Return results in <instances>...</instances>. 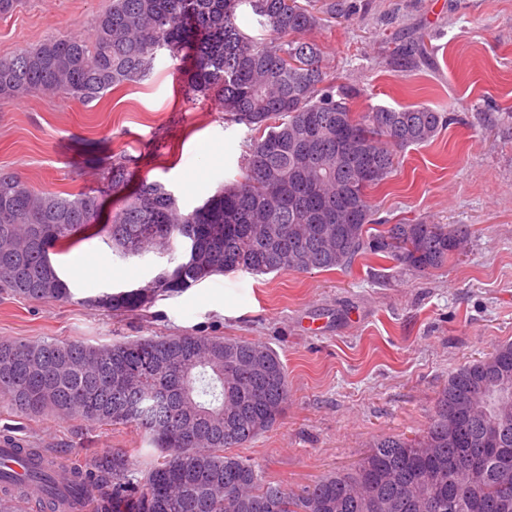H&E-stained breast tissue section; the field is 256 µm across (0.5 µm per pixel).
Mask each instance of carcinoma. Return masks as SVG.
Masks as SVG:
<instances>
[{"label": "carcinoma", "mask_w": 512, "mask_h": 512, "mask_svg": "<svg viewBox=\"0 0 512 512\" xmlns=\"http://www.w3.org/2000/svg\"><path fill=\"white\" fill-rule=\"evenodd\" d=\"M250 6L268 37L237 24ZM323 12L299 0H111L89 38L50 37L0 56V103L29 93L89 103L147 77L157 51L174 59L188 48L196 71L191 94L220 101L227 120L251 137L239 180L207 200L205 215L184 213L157 182H142L109 224L87 194L38 192L0 169V294L53 302L71 296L50 251L104 236L119 255L166 252L172 269L144 287L85 300L112 312L144 310L212 276L310 272L349 267L363 253L418 272L459 252L468 230L442 224H384L366 191L385 183L396 151L430 141L448 117L426 105L377 107L355 114L326 83L322 55L306 34ZM200 39L186 45L187 27ZM355 146L336 157V130ZM375 173L361 176L367 156ZM112 187L128 183L124 157L112 160ZM379 226L370 232L371 225ZM183 243L174 255L173 240ZM497 378L512 384V344L496 347ZM486 359L461 367L438 394L423 434H382L350 471L296 493L229 452L272 430L288 405L286 369L258 342L182 333L92 345L55 339L0 341V405L26 419L52 414L99 426L134 424L159 456L142 468L114 448L67 468L28 448L21 477L0 469V512H423L440 482H452L455 512H512V469L490 459L470 483L455 481L461 448H480L498 403L484 390ZM463 446L448 442V415L461 397Z\"/></svg>", "instance_id": "1"}]
</instances>
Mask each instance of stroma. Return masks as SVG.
I'll return each instance as SVG.
<instances>
[{"label": "stroma", "mask_w": 512, "mask_h": 512, "mask_svg": "<svg viewBox=\"0 0 512 512\" xmlns=\"http://www.w3.org/2000/svg\"><path fill=\"white\" fill-rule=\"evenodd\" d=\"M313 38L351 108L426 104L451 123L428 143L399 151L386 183L370 190L380 220L465 225L467 247L420 273L390 259L351 268L252 275L229 272L143 314L86 305L101 292L143 287L164 255L123 257L103 238L57 255L61 271L100 254L71 282L66 302L0 297V340L41 337L109 344L195 332L259 341L288 373V406L270 432L238 453L274 481L301 491L353 468L381 434L418 437L438 393L460 367L512 343V0H343ZM110 0H21L0 15V55L51 36H87ZM190 51H159L143 81L81 104L30 93L0 107V168L29 186L96 196L108 223L143 180L166 186L191 211L241 174L250 135L218 101L190 99ZM125 156L129 182L107 176ZM65 464L112 448L146 460L157 450L134 425L99 427L44 415L0 426Z\"/></svg>", "instance_id": "obj_1"}]
</instances>
